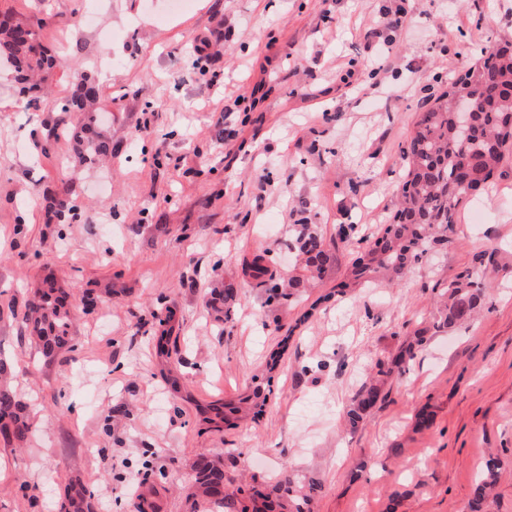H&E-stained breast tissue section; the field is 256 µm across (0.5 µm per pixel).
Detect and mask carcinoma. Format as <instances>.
I'll use <instances>...</instances> for the list:
<instances>
[{
    "instance_id": "cac0c4a2",
    "label": "carcinoma",
    "mask_w": 512,
    "mask_h": 512,
    "mask_svg": "<svg viewBox=\"0 0 512 512\" xmlns=\"http://www.w3.org/2000/svg\"><path fill=\"white\" fill-rule=\"evenodd\" d=\"M15 73L19 93L37 101L45 75L63 64V59L48 53L37 37L35 28L0 16V63ZM488 79L512 76V65L505 66L498 53L484 59ZM480 107L471 113L470 124L458 127L459 113L453 98L446 92L428 110L420 113L414 134L404 151L407 172L403 179L398 208L374 241L362 246L352 263V280L356 285L400 281L419 257L429 250L451 242L449 233L457 224L459 199L452 198L453 185L463 179L464 166H470L486 183L512 155V100L494 89H482ZM98 88L89 76L81 77L71 98L60 104L59 111L68 117L75 151L79 158L92 163L112 161V144L96 127ZM300 251L306 255L305 270L322 272L331 260L322 240L313 232L300 238ZM266 251L253 254L245 272L256 280L273 279ZM488 285L479 273L465 270L448 283L440 295L438 318L433 329L451 328L474 318L481 308ZM74 312L65 291L47 281L35 291L23 316V328L31 344L50 361L73 346ZM429 329L416 328L409 333L401 356L387 366L376 364V375L368 378L348 405L345 416L351 427L362 421L381 396L380 378L405 372L406 359L427 341ZM12 365L0 358V436L9 442L23 443L32 429L30 417L17 398L11 383ZM268 388L258 384L252 395L225 406L240 419H256L267 402ZM224 406L215 403L201 409L204 420L225 419ZM500 460H485L477 477L470 512H481L483 502L492 495L498 479ZM228 478L224 465L202 456L194 467L193 496L204 504L214 503L221 512H313L318 486L308 479L288 474L261 488H252V507L241 505L234 493L226 491ZM61 512H94L92 494L78 478L65 489Z\"/></svg>"
}]
</instances>
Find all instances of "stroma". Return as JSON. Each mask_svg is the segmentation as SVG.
Here are the masks:
<instances>
[{
  "label": "stroma",
  "instance_id": "obj_1",
  "mask_svg": "<svg viewBox=\"0 0 512 512\" xmlns=\"http://www.w3.org/2000/svg\"><path fill=\"white\" fill-rule=\"evenodd\" d=\"M400 36L367 47L386 8ZM38 24L65 67L37 105L0 67V358L13 362L32 431L0 439V512H60L80 475L97 512H194L202 455L256 483L291 472L320 486L315 512H468L488 454L502 461L486 512H512V162L463 197L448 248L394 286L336 301L354 254L338 230L372 239L389 222L418 113L467 66L512 41V0H0ZM92 13L81 29L71 13ZM100 88L112 165L75 161L59 101L82 75ZM258 91L248 112L240 94ZM67 192L75 219H47ZM311 225L332 260L315 287L269 301L244 261L266 249L277 276L298 274L296 239ZM495 251L480 317L431 333L388 380L357 430L343 411L406 331L431 325L440 288ZM67 289L73 349L34 357L21 318L46 276ZM234 283L223 313L206 300ZM179 322L171 371L158 320ZM262 416L203 422L198 406L248 392L280 342ZM430 427L415 425L418 411Z\"/></svg>",
  "mask_w": 512,
  "mask_h": 512
}]
</instances>
